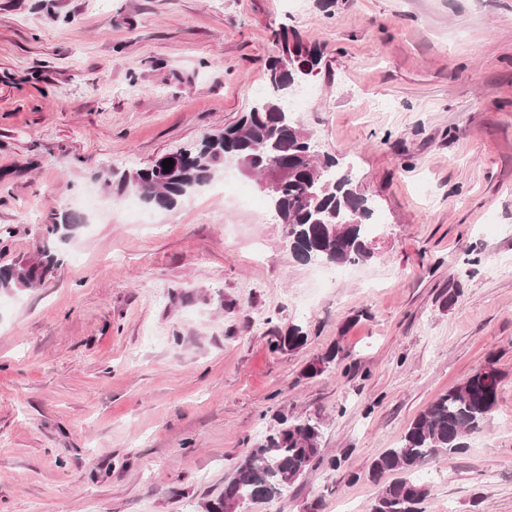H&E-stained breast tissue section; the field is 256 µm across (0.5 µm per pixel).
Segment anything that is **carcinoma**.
<instances>
[{
  "mask_svg": "<svg viewBox=\"0 0 512 512\" xmlns=\"http://www.w3.org/2000/svg\"><path fill=\"white\" fill-rule=\"evenodd\" d=\"M321 63L322 52L298 41L288 50V61L270 60L267 82L271 94L258 100L234 124L198 143L163 154L147 166L116 174L102 171L105 186L118 197L134 192L148 205L170 209L208 184L230 161H243L264 174L273 166L288 167L279 187L265 191L270 208L287 229L288 248L295 257L315 253L327 263L366 261L373 256L367 238L374 209L354 186L350 171L336 156L321 155L311 136L298 126L282 106L281 92L295 83L300 63ZM174 161L171 170L163 160ZM80 219L72 215L53 218L48 239H68ZM57 263L49 245L38 257L0 268V288L12 290L40 285ZM307 342L299 325L276 337L273 349L295 351ZM347 357L343 347L332 346L309 365L310 375L321 365ZM502 376L489 361L459 386L437 397L407 427L399 445L387 449L371 464L375 477L395 474L373 499L369 512H423L426 489L415 479L416 471L433 457L467 447L466 438L482 431L498 402ZM321 433L317 424L282 420V428L266 444L242 455L233 474L224 480V492L207 505V512H232L238 502H264L282 497L296 480L320 460Z\"/></svg>",
  "mask_w": 512,
  "mask_h": 512,
  "instance_id": "1",
  "label": "carcinoma"
}]
</instances>
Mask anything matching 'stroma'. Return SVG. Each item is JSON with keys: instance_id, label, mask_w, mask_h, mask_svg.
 Masks as SVG:
<instances>
[{"instance_id": "stroma-1", "label": "stroma", "mask_w": 512, "mask_h": 512, "mask_svg": "<svg viewBox=\"0 0 512 512\" xmlns=\"http://www.w3.org/2000/svg\"><path fill=\"white\" fill-rule=\"evenodd\" d=\"M284 30L323 51L294 116L382 219L367 262L296 261L233 161L170 210L96 179L235 123ZM65 213L44 283L0 292V512H205L282 414L322 460L247 512H368L372 462L491 358L485 432L418 481L512 512V0H0V267ZM52 219V223L46 229L48 240L64 241L68 239L74 228L81 223L78 217L66 214L62 217H53ZM307 338L308 336L301 326L293 325L288 328L284 336H276L273 349L276 351H295L306 344Z\"/></svg>"}]
</instances>
